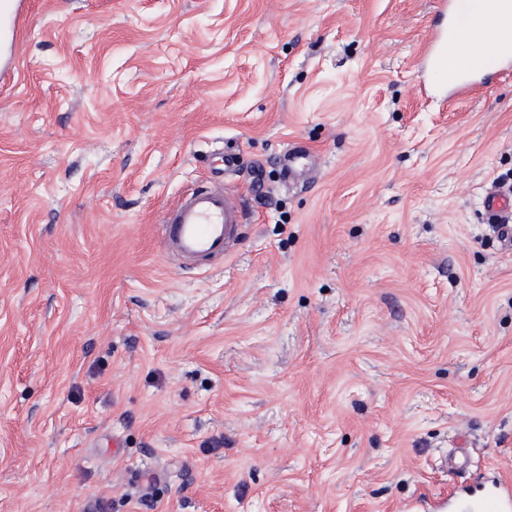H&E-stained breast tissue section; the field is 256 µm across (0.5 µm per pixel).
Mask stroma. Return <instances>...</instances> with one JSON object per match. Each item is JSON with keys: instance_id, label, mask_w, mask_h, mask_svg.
Returning <instances> with one entry per match:
<instances>
[{"instance_id": "35a3bbf8", "label": "stroma", "mask_w": 512, "mask_h": 512, "mask_svg": "<svg viewBox=\"0 0 512 512\" xmlns=\"http://www.w3.org/2000/svg\"><path fill=\"white\" fill-rule=\"evenodd\" d=\"M0 66V512H431L512 479V67L437 0H19ZM309 149L301 181L277 161ZM238 156L248 222L163 212ZM487 0L470 1V6L463 22L456 25L457 37L444 35V25H439L433 31L428 42L426 56L431 62V71L434 83L439 88H445L448 82L455 87L470 88L473 86V75L454 74L448 76V64L454 67L463 66L466 69L474 66L475 63L493 51L485 40L479 44L473 38V33L478 30L495 28L499 35L500 42L510 39L512 45V16L510 21L488 12ZM246 223L242 200L214 180L184 192L167 209L161 241L171 255L206 267L230 254ZM486 224H494L504 244L512 248V186H494L482 200Z\"/></svg>"}]
</instances>
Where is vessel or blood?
Masks as SVG:
<instances>
[{"label":"vessel or blood","mask_w":512,"mask_h":512,"mask_svg":"<svg viewBox=\"0 0 512 512\" xmlns=\"http://www.w3.org/2000/svg\"><path fill=\"white\" fill-rule=\"evenodd\" d=\"M20 16L10 0H0V50H14ZM434 83L443 88H470L469 74H449L448 41L443 28H435L428 42ZM487 223L493 224L504 244L512 248V186H495L482 200ZM247 221L242 200L229 192L223 181L214 180L184 192L162 219L161 241L178 259L203 267L229 255ZM438 512H512V484L487 481L478 493H458L442 500Z\"/></svg>","instance_id":"1"}]
</instances>
